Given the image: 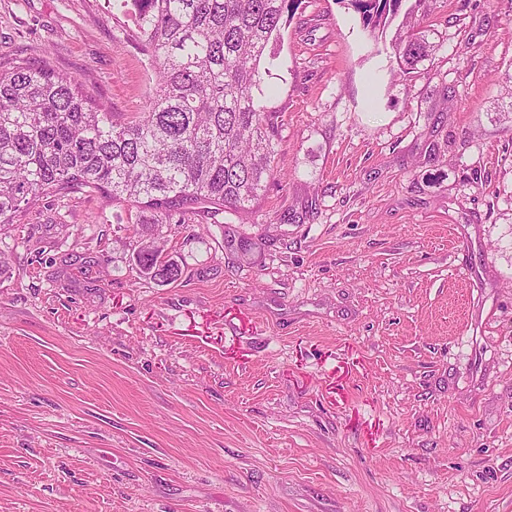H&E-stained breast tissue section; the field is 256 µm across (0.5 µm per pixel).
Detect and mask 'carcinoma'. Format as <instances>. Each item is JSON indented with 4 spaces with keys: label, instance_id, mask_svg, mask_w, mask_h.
I'll list each match as a JSON object with an SVG mask.
<instances>
[{
    "label": "carcinoma",
    "instance_id": "cac0c4a2",
    "mask_svg": "<svg viewBox=\"0 0 512 512\" xmlns=\"http://www.w3.org/2000/svg\"><path fill=\"white\" fill-rule=\"evenodd\" d=\"M154 68L151 102L118 120L72 76L24 62L0 64V227L47 196L103 192L135 212L134 261L157 283L182 270L155 227L207 203L245 212L273 175L277 116L260 105L261 61L299 0H118ZM389 47L398 74L433 50L421 27L426 0H349Z\"/></svg>",
    "mask_w": 512,
    "mask_h": 512
}]
</instances>
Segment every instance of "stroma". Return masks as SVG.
Segmentation results:
<instances>
[{"mask_svg": "<svg viewBox=\"0 0 512 512\" xmlns=\"http://www.w3.org/2000/svg\"><path fill=\"white\" fill-rule=\"evenodd\" d=\"M404 77L348 0L270 41L252 215L82 190L0 229V512H512V0H429ZM110 0H0V57L118 115L152 68Z\"/></svg>", "mask_w": 512, "mask_h": 512, "instance_id": "stroma-1", "label": "stroma"}]
</instances>
